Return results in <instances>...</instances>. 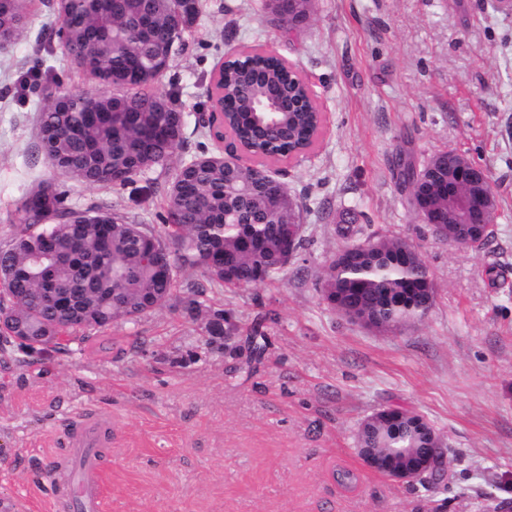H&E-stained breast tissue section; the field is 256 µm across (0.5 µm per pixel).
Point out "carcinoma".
I'll use <instances>...</instances> for the list:
<instances>
[{"label": "carcinoma", "mask_w": 512, "mask_h": 512, "mask_svg": "<svg viewBox=\"0 0 512 512\" xmlns=\"http://www.w3.org/2000/svg\"><path fill=\"white\" fill-rule=\"evenodd\" d=\"M279 28L289 17L307 20L312 0H266ZM57 31L71 67L104 86L98 92H48L38 104L36 151L50 167L89 187H123L165 167L184 143V114L170 96L149 87L169 69V47L181 45L199 18L198 0H58ZM29 17L28 0H0V50L12 47ZM309 86L284 59L247 52L224 65L218 104L224 122L255 154H278L311 144L320 121ZM283 98L282 112L259 102ZM458 156L438 153L420 164L397 163L410 209L450 244L479 250L489 229L457 217L456 198L490 185L457 184ZM286 186L273 181L265 160L226 164L204 151L177 168L166 189L164 235L107 205L79 209L53 180L22 200L18 228L0 248V341L30 350H60L93 340L90 331L171 306L202 321L210 339L232 340L230 313L207 304V289L256 288L275 280L298 253L303 237L288 240ZM348 240L330 260L316 288L338 313L364 325L399 329L431 310L436 284L418 246L400 235L344 225ZM202 279L177 292V273ZM364 452L402 461L441 439L421 415L385 408L358 430Z\"/></svg>", "instance_id": "cac0c4a2"}]
</instances>
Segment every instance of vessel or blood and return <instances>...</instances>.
Wrapping results in <instances>:
<instances>
[{
    "instance_id": "obj_1",
    "label": "vessel or blood",
    "mask_w": 512,
    "mask_h": 512,
    "mask_svg": "<svg viewBox=\"0 0 512 512\" xmlns=\"http://www.w3.org/2000/svg\"><path fill=\"white\" fill-rule=\"evenodd\" d=\"M110 426L111 420L107 415L91 409L82 411L71 424L72 469L63 485L81 512H101L102 477L96 450L102 442V432Z\"/></svg>"
}]
</instances>
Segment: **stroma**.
Wrapping results in <instances>:
<instances>
[{
	"label": "stroma",
	"mask_w": 512,
	"mask_h": 512,
	"mask_svg": "<svg viewBox=\"0 0 512 512\" xmlns=\"http://www.w3.org/2000/svg\"><path fill=\"white\" fill-rule=\"evenodd\" d=\"M202 14L154 85L174 93L185 143L166 169L117 189L65 181L68 202L101 204L162 230L165 188L199 145L212 76L256 47L286 59L324 115L306 158L270 163L302 210L306 244L277 280L215 288L236 317L232 349L163 307L69 353L0 354V498L59 507L66 432L91 406L112 420L99 450L103 512H512V13L491 0H315L282 37L264 0H201ZM21 41L0 52V246L29 189L56 173L36 156L45 91L91 90L60 53L55 0H32ZM454 150L487 169L493 233L477 251L432 235L393 170ZM373 224L418 244L436 283L420 321L376 331L331 309L315 286L342 246L337 229ZM268 338L250 360L253 327ZM389 406L424 415L445 439L448 485L368 469L357 430ZM352 471L353 485L341 471Z\"/></svg>",
	"instance_id": "35a3bbf8"
}]
</instances>
